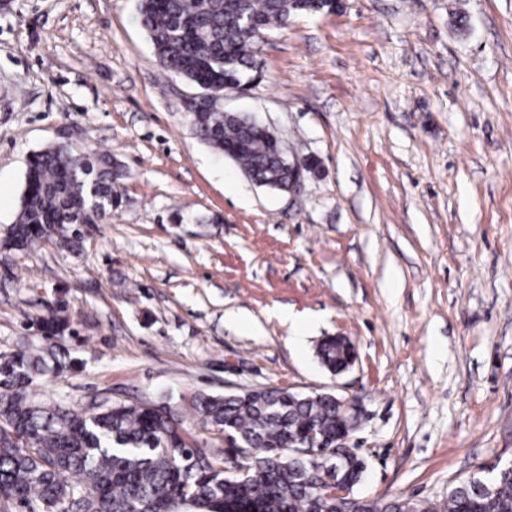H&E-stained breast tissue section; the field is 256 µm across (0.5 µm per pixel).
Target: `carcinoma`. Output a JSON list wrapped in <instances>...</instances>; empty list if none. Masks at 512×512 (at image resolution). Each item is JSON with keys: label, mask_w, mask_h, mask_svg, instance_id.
I'll return each mask as SVG.
<instances>
[{"label": "carcinoma", "mask_w": 512, "mask_h": 512, "mask_svg": "<svg viewBox=\"0 0 512 512\" xmlns=\"http://www.w3.org/2000/svg\"><path fill=\"white\" fill-rule=\"evenodd\" d=\"M339 0H139L162 68L198 88L208 108L190 110L195 135L239 162L256 184L292 191L319 163L282 159L270 128L242 114H224V91L245 89L261 73L256 48L263 35L288 28L297 15L333 13ZM123 177L111 158L88 148L52 144L29 161L16 222L0 249L34 250L51 243L76 252L81 236L70 225L95 224L118 202ZM45 337L61 336L65 319L49 310L39 320ZM353 346L327 336L318 358L329 372L347 364ZM69 365L19 349L0 355V501L18 512H58L73 500L80 512H346L327 491L322 457L288 455V444L314 432L330 448L350 431L336 399L314 392L290 397L281 388L233 396L199 393L189 409L204 429L235 445L201 448L190 439L186 416L170 401L108 400L91 411L34 399L36 375ZM243 472H233L235 467ZM365 460L349 453L344 478L358 489ZM476 494L468 481L448 488V502L410 497L386 504L355 494L354 512H512V468H498Z\"/></svg>", "instance_id": "obj_1"}]
</instances>
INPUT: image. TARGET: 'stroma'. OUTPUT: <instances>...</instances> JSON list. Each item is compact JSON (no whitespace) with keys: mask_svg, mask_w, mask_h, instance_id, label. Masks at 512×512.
<instances>
[{"mask_svg":"<svg viewBox=\"0 0 512 512\" xmlns=\"http://www.w3.org/2000/svg\"><path fill=\"white\" fill-rule=\"evenodd\" d=\"M259 60L224 108L318 160L297 193L194 135L195 89L160 66L138 0H0V233L35 151L88 146L126 173L79 255L0 263V354H65L72 370L30 391L80 410L351 396L362 493L444 502L512 461V0H341L266 35ZM51 308L69 328L50 344ZM326 336L355 349L341 374L316 358Z\"/></svg>","mask_w":512,"mask_h":512,"instance_id":"1","label":"stroma"}]
</instances>
